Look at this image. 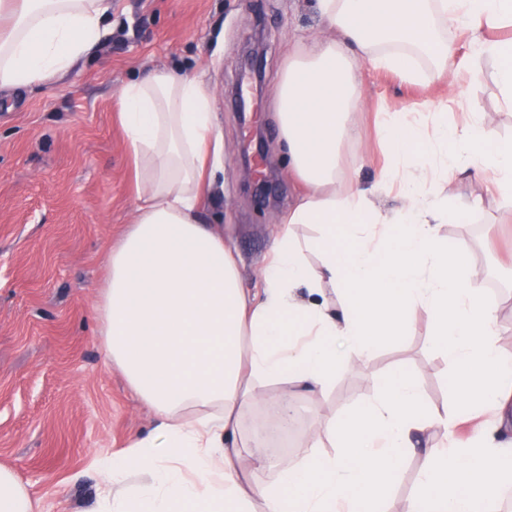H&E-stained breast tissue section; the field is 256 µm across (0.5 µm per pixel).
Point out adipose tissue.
I'll use <instances>...</instances> for the list:
<instances>
[{"mask_svg":"<svg viewBox=\"0 0 512 512\" xmlns=\"http://www.w3.org/2000/svg\"><path fill=\"white\" fill-rule=\"evenodd\" d=\"M330 38L291 53L276 97L288 169L305 191L281 219L262 286L240 285L239 256L202 219L204 182L222 153L212 91L156 68L124 86L119 116L139 194L136 218L106 256L95 312L102 351L157 417L153 433L95 455L104 487L96 512H385L406 455L432 428L448 446L426 448L428 465L405 512H500L512 486V360L499 353L497 306L477 274L449 253L437 224L448 218L443 191L459 179L483 183L512 208V141L489 144L479 106L458 94L468 122L449 128L446 100L431 102L433 124L397 113L380 131L389 164L376 187L400 188L405 203L379 211L354 180H341L339 148L361 111L362 61L403 83L454 84L483 58L512 110V41L485 37L512 25V0H316ZM112 26V0H0V88L56 81L91 55ZM469 35L457 57L451 33ZM427 144L419 155L418 144ZM324 233L304 239L301 226ZM319 249L321 260L306 254ZM343 299L332 308L324 285ZM436 315L435 347L451 358L454 408L426 404L414 381L395 374L343 421H327L334 452L276 462L261 483L253 456L268 419L285 424V397L264 403L252 433L242 416L257 383L288 378L325 394L337 367L369 358L406 335L418 307ZM493 408V424L455 427ZM0 512H41L27 485L0 465Z\"/></svg>","mask_w":512,"mask_h":512,"instance_id":"1","label":"adipose tissue"}]
</instances>
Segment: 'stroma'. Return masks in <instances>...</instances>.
<instances>
[{"mask_svg": "<svg viewBox=\"0 0 512 512\" xmlns=\"http://www.w3.org/2000/svg\"><path fill=\"white\" fill-rule=\"evenodd\" d=\"M316 0H112V34L96 54L63 78L0 91V463L12 466L40 498L43 512H94L102 483L95 454L123 447L157 424L154 412L105 366L93 312L111 244L133 223L136 181L118 116L125 84L165 66L202 79L214 93V121L224 138L220 170L205 191L202 216L219 224L240 258L244 287L259 285L281 217L302 185L288 170L275 98L285 61L297 45L328 30ZM263 46L262 86L241 116L236 105L247 51ZM496 61L478 63L466 95L479 103L491 141L512 140V111L501 104ZM365 103L354 120L358 139L340 149L342 166L371 187L385 158L378 124L402 106L423 111L448 97L447 122L469 114L456 89L402 83L361 63ZM484 209L456 220L472 198ZM448 223L438 236L492 282L503 330L500 351L512 357V213L477 182L448 188ZM434 318L412 316L407 335L382 343L367 360L338 368L327 393L306 396L282 380L256 389L299 408L295 447L268 444L260 455L301 461L322 424L372 399L395 372L409 375L430 405L454 404V369L433 345ZM427 464L423 448L406 458L387 503L400 512Z\"/></svg>", "mask_w": 512, "mask_h": 512, "instance_id": "stroma-1", "label": "stroma"}]
</instances>
